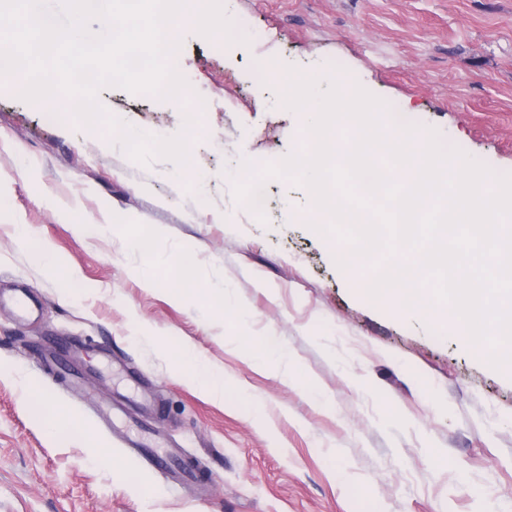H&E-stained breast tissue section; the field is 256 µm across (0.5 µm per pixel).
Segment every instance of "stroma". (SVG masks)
<instances>
[{
	"mask_svg": "<svg viewBox=\"0 0 512 512\" xmlns=\"http://www.w3.org/2000/svg\"><path fill=\"white\" fill-rule=\"evenodd\" d=\"M222 4L231 37L193 22L175 53L190 102L98 92L134 127L189 131L201 188L0 81V512H512V377L356 296L325 238L288 215L308 187L265 179L262 221L232 193L244 162L300 145L281 104L292 72H341L384 117L408 111L512 175V0ZM18 288L33 314L10 303ZM271 342L283 354L262 360ZM172 345L223 389L204 391ZM53 407L82 433L52 434ZM139 443L179 466L156 470Z\"/></svg>",
	"mask_w": 512,
	"mask_h": 512,
	"instance_id": "1",
	"label": "stroma"
}]
</instances>
